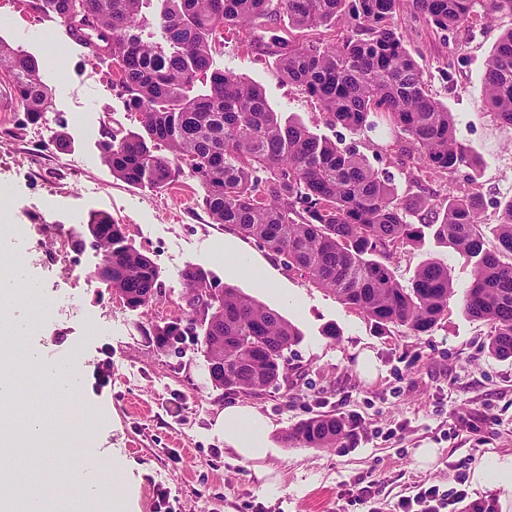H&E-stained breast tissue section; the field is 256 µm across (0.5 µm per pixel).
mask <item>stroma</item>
<instances>
[{"instance_id":"obj_1","label":"stroma","mask_w":512,"mask_h":512,"mask_svg":"<svg viewBox=\"0 0 512 512\" xmlns=\"http://www.w3.org/2000/svg\"><path fill=\"white\" fill-rule=\"evenodd\" d=\"M25 0H0V37L33 55L52 91L45 119L24 121L13 83L0 70V229L27 224L28 236L10 234L1 255L0 322L22 336L43 371L67 364L76 378L70 390H46L39 375L26 388L0 400V443L28 470L34 482H55L58 469L75 474L81 487L70 512H103L101 465L120 461L135 485V512L154 509L155 486L167 490L159 512H365L341 500L354 480L377 482L395 503L415 481L448 485V464L488 454H512V359L489 354V327L467 317L459 293L468 288L472 265L456 250L426 238L402 249L392 261L401 284L416 268L437 259L447 264L458 292L448 314L428 334L401 328L378 329L332 293L274 260L257 242L211 222L195 205L199 183L183 177L165 191L134 188L112 177L101 164L98 142L103 127L140 128L119 92L100 68L57 24L29 13ZM407 48L419 55L432 96L453 113L460 141L481 159L476 175L486 200L484 220H496L495 203L512 197V129L482 109V78L499 34L512 28V14L440 33L416 21L412 10L397 19ZM339 21L328 27L295 30L286 14L273 15L262 35L302 42H327L345 34ZM214 66L260 85L274 111L293 116L331 139L354 142L346 129L325 123L317 102L300 94L276 73V58L252 46L245 31L224 33ZM66 132V146L55 135ZM94 211L109 213L125 228L129 242L150 256L160 270L162 296L146 310L127 308L94 276L101 254L80 246L74 232L59 227L86 222ZM260 267L271 289L225 268V251ZM195 265L224 283L279 311L301 332L288 357V380L261 396L229 395L213 388L195 337L183 349L162 351L149 341L152 323L183 317L180 273ZM51 315L39 328L29 317L34 300ZM377 367L363 376L362 352ZM254 406L275 426L272 439L281 455L269 480L253 466L231 460L216 420L224 406ZM39 412L55 437L53 449L17 439L30 412ZM320 414L357 419L361 433L353 447L303 448L284 444L287 430ZM479 414L480 433L468 432L464 418ZM432 448L436 459L420 465L417 449Z\"/></svg>"}]
</instances>
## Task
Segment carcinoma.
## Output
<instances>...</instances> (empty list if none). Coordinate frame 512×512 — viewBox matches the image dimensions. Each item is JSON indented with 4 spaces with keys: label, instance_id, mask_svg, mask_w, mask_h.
<instances>
[{
    "label": "carcinoma",
    "instance_id": "obj_1",
    "mask_svg": "<svg viewBox=\"0 0 512 512\" xmlns=\"http://www.w3.org/2000/svg\"><path fill=\"white\" fill-rule=\"evenodd\" d=\"M152 0H26L34 14L53 15L68 35L85 45L115 75L126 107L141 129L105 127L98 142L112 176L135 188L165 190L189 175L203 194L195 205L212 223L252 239L288 269L332 292L380 329L397 326L421 336L448 314L455 296L448 266L422 263L409 285L400 284L391 260L401 247L430 233L473 261V277L460 300L470 318L490 326L487 348L512 357V197L500 202L492 227L499 249L484 248V196L475 184L443 200L433 182L480 158L457 138L448 106L427 89L423 69L408 50L397 16L408 6L440 31L465 25L482 8L486 16L512 13V0H162L157 18L162 41L142 35ZM298 29L343 19L350 34L337 42L299 43L278 35L265 48L276 57L280 77L315 99L327 123L355 134L386 125L396 133L376 155L395 158L415 192L399 194L394 177L376 169L359 150L320 136L301 123L282 120L263 90L231 71L214 67L213 52L224 27L256 28L278 11ZM0 67L13 78L26 122H39L50 106L38 60L0 39ZM483 109L512 128V28L497 39L481 89ZM430 208L435 220L411 218ZM112 225L102 260L103 277L132 310L153 302L146 290L160 288L155 263L128 242L122 225L106 212L89 214L87 232ZM205 269L182 272L185 320L155 323L147 334L159 347L190 332L202 337L209 356L212 327L195 317V299L209 287ZM224 337V379L217 389L261 394L276 365L246 345L250 336L271 344L299 343L296 326L238 289L224 285V317L213 327ZM354 438L346 416L317 415L288 429L284 443L342 448Z\"/></svg>",
    "mask_w": 512,
    "mask_h": 512
}]
</instances>
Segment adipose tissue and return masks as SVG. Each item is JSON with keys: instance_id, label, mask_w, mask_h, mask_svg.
Segmentation results:
<instances>
[{"instance_id": "obj_1", "label": "adipose tissue", "mask_w": 512, "mask_h": 512, "mask_svg": "<svg viewBox=\"0 0 512 512\" xmlns=\"http://www.w3.org/2000/svg\"><path fill=\"white\" fill-rule=\"evenodd\" d=\"M224 431V447L240 464H255L257 474H266V461L278 457L271 434L273 424L247 404L225 406L218 418Z\"/></svg>"}]
</instances>
